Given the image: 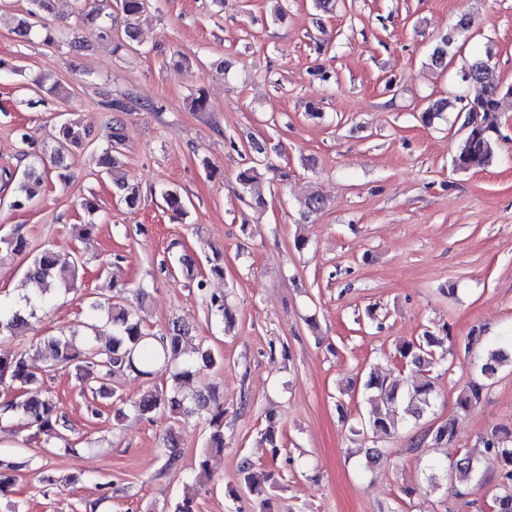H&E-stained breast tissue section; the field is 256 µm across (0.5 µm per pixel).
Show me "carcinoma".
I'll return each instance as SVG.
<instances>
[{
	"label": "carcinoma",
	"instance_id": "carcinoma-1",
	"mask_svg": "<svg viewBox=\"0 0 512 512\" xmlns=\"http://www.w3.org/2000/svg\"><path fill=\"white\" fill-rule=\"evenodd\" d=\"M30 9L17 25L21 36L27 35L31 28L30 19L54 10L55 0H28ZM75 13L85 25H92L98 31V38L116 42L115 49L135 50L134 43L138 42L139 20L147 9V0H107L95 6L87 7L86 0H74ZM123 19V33H115L117 19ZM471 18L463 15L457 20L450 32L441 36L432 53L430 62L442 66L448 58L449 48L468 39L471 30ZM462 80L479 83L484 88L481 97L466 104L457 101L440 99L432 103L421 113V121L431 124L442 117L448 110L459 113L475 112L477 121L465 131L458 149L453 157V165L461 171L483 170L490 166L496 156L497 143L500 140L499 116L501 99L512 96V85L505 87L498 79L495 65L492 64V53L476 56L462 70ZM56 135L52 148L51 162L59 164L66 153L79 149L85 143V131L77 121L65 118L55 126ZM121 119L113 120L108 134V147L98 165L102 172L112 177V190L117 199L130 210L140 208L142 197L139 187L128 183L125 176L118 174V156L122 154L125 138L122 133ZM44 162L43 157L29 164L24 170L18 185L14 206L23 208L33 202L40 194L43 185L42 173L37 163ZM236 180L242 192L249 196L251 202L259 208L266 204V182L261 172L260 163L256 162L239 170ZM165 208L177 217L185 213L186 202L176 190H166L162 193ZM325 206V200L318 192L310 193L303 203L301 216L305 219L320 212ZM0 247L6 251L21 255L29 251V243L20 235H12L6 239L0 238ZM181 271L185 278L196 286L200 292L205 290L206 282L199 277L194 260L184 255L179 258ZM82 265L75 260L69 264H61L55 252L49 248L34 255L29 266L28 276L41 286V291L64 288L70 289L77 282ZM146 298L144 289L139 288L134 293V301L121 305L117 303L104 304L95 301L90 305V322L85 328L91 332L97 331L96 321L99 314L107 317L112 325L111 343L103 349L97 348L85 340L80 344L75 335L51 336L44 340L42 351L45 355V368L51 371L57 367H71L75 370L81 385L87 387L91 394L102 398L108 397L106 380L119 371L132 372L138 376L151 378L158 373L171 372V384L168 386L153 385L147 388L139 399L132 402L131 407L139 416L147 419L155 415L168 414L186 416L194 411L208 413L207 422L209 435L205 447L196 462V479L199 485L205 487L211 481L210 457L224 449V408L218 404L210 407L211 392L209 389H199L192 393L185 392L194 380L204 371L218 368L224 363L223 357L209 347L200 346L195 356L184 358V340L190 336V326L181 321H172L165 332L156 335L147 333L136 317L135 306L142 305ZM43 299L28 298L25 307L4 309L0 306V333H14L27 324V318L36 315ZM207 309L210 315L224 322L232 321V313L224 297L209 296ZM454 336L449 327L441 328L435 333L428 329L422 335L405 341L396 347L399 361L422 369L433 367L443 362L450 354ZM512 345V339L503 338L486 350L485 357L478 367L479 374L460 393L457 405L466 410L480 401L487 381L494 378L499 369L507 363H512V353L507 352L505 345ZM9 381L18 389H27L39 384L37 373L32 370L28 353L23 350L0 348V382ZM363 389L370 395L371 410L360 422V427L353 430L355 436H366L370 433L376 437L388 436L397 426L396 414L418 420L431 408L434 398V385L425 378L411 384L409 380L397 376L377 375L369 373L364 380ZM5 409L17 415L24 425L33 432V437L53 441L64 452L76 454L78 448L68 437L72 431L68 418L56 410L50 397L37 396L26 399L17 398L7 402ZM455 436L454 423L451 420L440 423L433 429L432 439L437 445L452 440ZM487 455L501 466L502 482L492 495L490 507L492 512H512V429L501 427L483 438ZM178 444L173 432H168L164 438L165 468L178 466ZM15 464L0 461V496L9 492L16 478L13 474ZM481 470V463L469 455H464L448 465L445 476L467 482L475 478ZM239 482L249 492L260 499L261 512H267L269 498L266 497L265 483L271 480L269 474H259L254 466L245 460L238 470Z\"/></svg>",
	"mask_w": 512,
	"mask_h": 512
}]
</instances>
